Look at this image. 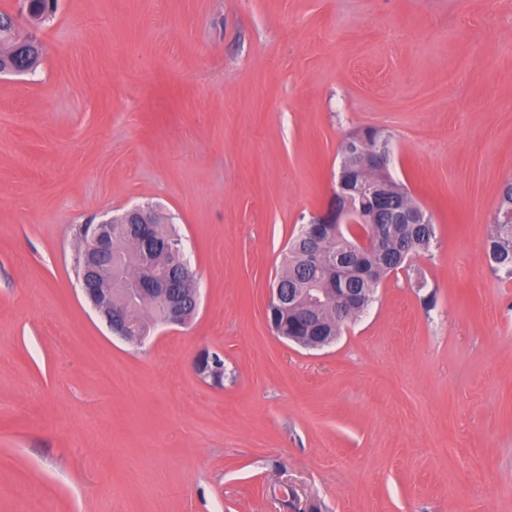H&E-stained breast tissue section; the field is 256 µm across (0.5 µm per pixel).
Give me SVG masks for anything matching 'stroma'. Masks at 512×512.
<instances>
[{
  "label": "stroma",
  "mask_w": 512,
  "mask_h": 512,
  "mask_svg": "<svg viewBox=\"0 0 512 512\" xmlns=\"http://www.w3.org/2000/svg\"><path fill=\"white\" fill-rule=\"evenodd\" d=\"M38 38L0 75V512H512V0H58ZM368 127L437 239L305 350L270 289ZM147 203L201 303L136 345L74 257ZM487 256L496 275L512 279V223L500 224L495 217L494 232L487 243ZM164 250L174 259L176 269L181 271L183 275L198 281L196 271L189 264L190 260L186 254L182 239L169 238L164 245Z\"/></svg>",
  "instance_id": "1"
}]
</instances>
